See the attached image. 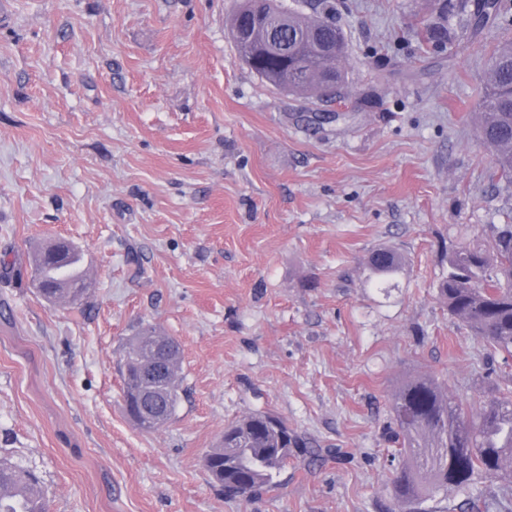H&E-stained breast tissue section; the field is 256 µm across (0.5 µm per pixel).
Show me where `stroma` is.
I'll return each mask as SVG.
<instances>
[{"instance_id": "35a3bbf8", "label": "stroma", "mask_w": 512, "mask_h": 512, "mask_svg": "<svg viewBox=\"0 0 512 512\" xmlns=\"http://www.w3.org/2000/svg\"><path fill=\"white\" fill-rule=\"evenodd\" d=\"M238 2L0 0V458L51 512H396L392 394L432 375L476 406L512 381L437 298L457 230L486 248L512 212L475 121L505 30L474 33L462 0H328V104L243 63ZM58 238L84 254L83 305L30 285ZM384 244L407 259L386 290ZM145 324L181 353L150 432L121 375ZM257 411L310 447L226 497L202 456Z\"/></svg>"}]
</instances>
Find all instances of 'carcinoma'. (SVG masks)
Wrapping results in <instances>:
<instances>
[{
	"instance_id": "carcinoma-1",
	"label": "carcinoma",
	"mask_w": 512,
	"mask_h": 512,
	"mask_svg": "<svg viewBox=\"0 0 512 512\" xmlns=\"http://www.w3.org/2000/svg\"><path fill=\"white\" fill-rule=\"evenodd\" d=\"M273 0H241L230 20L231 38L245 64L266 82L296 94L325 97L334 79L332 97L344 95V37L328 8L311 13L288 11V63L270 56L262 34L272 25ZM473 31L512 25L509 0H474ZM485 119L478 124L480 140L493 151L494 173L512 184V39L493 50L486 91L478 104ZM491 248L460 242L448 252V271L439 281V297L448 314L478 337L491 352L512 359V224H490ZM404 258L390 247L376 249L369 267L378 287L395 285ZM81 255L69 253L62 264L33 265L36 293L54 299L56 292L80 275ZM155 329L146 326L126 345L122 366L126 412L143 431L170 419L180 399L177 376L167 362L179 360L176 341L167 336L151 355ZM473 412L434 377L418 379L396 392L389 404L394 436L404 462L395 469L393 484L401 512L436 494L466 492L490 480L502 494L494 501L468 500L472 512H512V388ZM307 443L269 412L252 413L224 428V436L207 450L203 465L224 495L236 498L276 484L295 449ZM0 512H47L37 476L7 460L0 461Z\"/></svg>"
}]
</instances>
